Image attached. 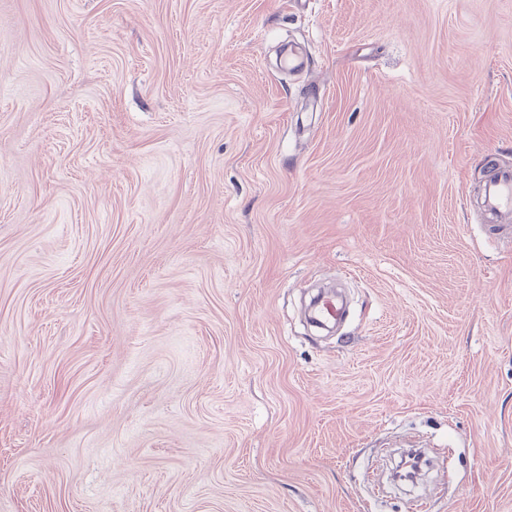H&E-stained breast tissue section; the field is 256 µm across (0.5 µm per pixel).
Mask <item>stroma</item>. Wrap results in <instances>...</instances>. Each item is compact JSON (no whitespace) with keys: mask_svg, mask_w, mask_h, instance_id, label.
I'll return each instance as SVG.
<instances>
[{"mask_svg":"<svg viewBox=\"0 0 512 512\" xmlns=\"http://www.w3.org/2000/svg\"><path fill=\"white\" fill-rule=\"evenodd\" d=\"M491 160L512 0H0V512H512Z\"/></svg>","mask_w":512,"mask_h":512,"instance_id":"35a3bbf8","label":"stroma"}]
</instances>
